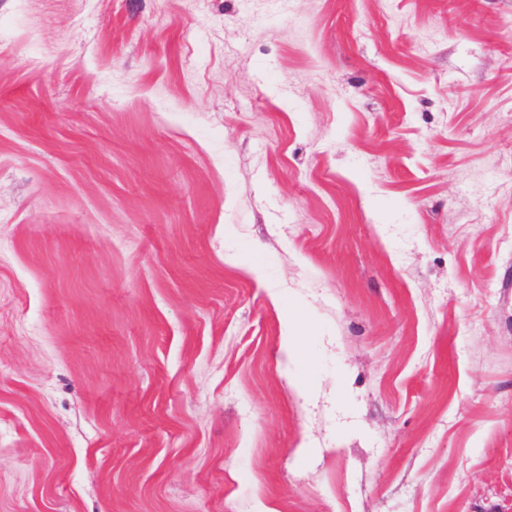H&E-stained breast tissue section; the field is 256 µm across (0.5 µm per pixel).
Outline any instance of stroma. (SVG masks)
Returning <instances> with one entry per match:
<instances>
[{"mask_svg": "<svg viewBox=\"0 0 512 512\" xmlns=\"http://www.w3.org/2000/svg\"><path fill=\"white\" fill-rule=\"evenodd\" d=\"M0 512H512V0H0Z\"/></svg>", "mask_w": 512, "mask_h": 512, "instance_id": "obj_1", "label": "stroma"}]
</instances>
